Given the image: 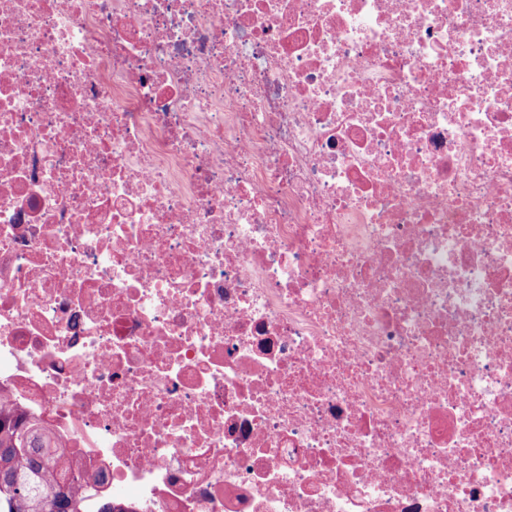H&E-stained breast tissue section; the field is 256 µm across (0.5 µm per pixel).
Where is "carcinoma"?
<instances>
[{
	"label": "carcinoma",
	"instance_id": "1",
	"mask_svg": "<svg viewBox=\"0 0 512 512\" xmlns=\"http://www.w3.org/2000/svg\"><path fill=\"white\" fill-rule=\"evenodd\" d=\"M69 465L40 422L0 416V512H79L84 494L65 487Z\"/></svg>",
	"mask_w": 512,
	"mask_h": 512
}]
</instances>
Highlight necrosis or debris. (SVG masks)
Listing matches in <instances>:
<instances>
[{"label": "necrosis or debris", "mask_w": 512, "mask_h": 512, "mask_svg": "<svg viewBox=\"0 0 512 512\" xmlns=\"http://www.w3.org/2000/svg\"><path fill=\"white\" fill-rule=\"evenodd\" d=\"M0 407L84 512H512V0H0Z\"/></svg>", "instance_id": "obj_1"}]
</instances>
